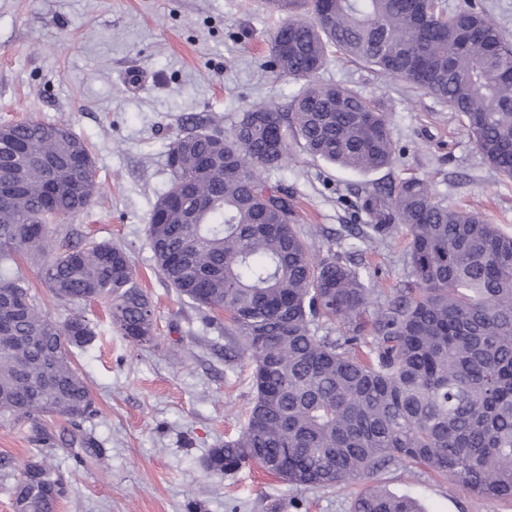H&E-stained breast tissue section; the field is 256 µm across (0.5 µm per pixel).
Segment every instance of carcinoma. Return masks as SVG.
Listing matches in <instances>:
<instances>
[{
  "label": "carcinoma",
  "mask_w": 512,
  "mask_h": 512,
  "mask_svg": "<svg viewBox=\"0 0 512 512\" xmlns=\"http://www.w3.org/2000/svg\"><path fill=\"white\" fill-rule=\"evenodd\" d=\"M266 0L288 21L270 63L300 88L289 106L252 105L229 131L186 128L167 155L169 187L147 236L177 295L228 315L224 333L252 368L254 396L238 437L215 448L212 472L254 463L289 483L325 488L389 464L423 465L486 500L512 498V233L451 208L410 176L367 191L362 237L406 231L412 279L362 314L374 289L360 263L297 228L293 198L263 174L292 146L360 174L397 159L387 113L354 89L315 80L334 47L448 105L489 168L512 179V44L478 0ZM475 29L483 41L464 43ZM288 41V57L280 51ZM0 137V412L37 422L93 412L73 349L95 336L85 316L51 319L22 260L47 252L37 277L52 298L108 304L137 344L155 338L132 260L106 242L55 244L52 228L97 190L86 142L65 123L8 124ZM341 323L334 337L329 326ZM62 479L29 460L13 486L25 512H56ZM352 512H421L409 497L366 489Z\"/></svg>",
  "instance_id": "carcinoma-1"
}]
</instances>
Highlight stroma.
I'll use <instances>...</instances> for the list:
<instances>
[{
    "label": "stroma",
    "instance_id": "1",
    "mask_svg": "<svg viewBox=\"0 0 512 512\" xmlns=\"http://www.w3.org/2000/svg\"><path fill=\"white\" fill-rule=\"evenodd\" d=\"M282 21L264 0H0V124L65 120L90 146L98 190L65 227L127 251L156 327L154 341L138 345L113 328L105 304L85 308L95 339L74 361L98 413L76 424L44 418L43 447L29 421L0 415V512H14L15 479L40 453L66 486L59 512H351L360 488L410 497L424 512H512L510 499L488 501L401 464L323 489L289 485L255 464L224 475L206 467L245 423L251 367L226 361L223 314L178 297L146 229L169 186L168 147L188 118L228 125L244 107L290 103L298 83L269 64L268 37ZM317 78L384 102L400 154L392 167L359 175L298 151L268 181L293 192L309 242H334L376 270L374 303L410 268L403 233L374 250L362 242L361 189L417 176L449 206L512 230V180L490 171L445 104L338 53ZM88 437L105 459L77 464L73 450Z\"/></svg>",
    "mask_w": 512,
    "mask_h": 512
}]
</instances>
